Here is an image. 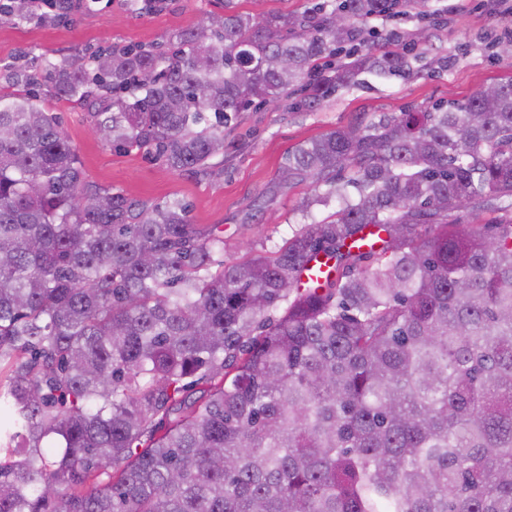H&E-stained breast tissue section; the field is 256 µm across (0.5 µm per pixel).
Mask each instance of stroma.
Instances as JSON below:
<instances>
[{
    "label": "stroma",
    "mask_w": 512,
    "mask_h": 512,
    "mask_svg": "<svg viewBox=\"0 0 512 512\" xmlns=\"http://www.w3.org/2000/svg\"><path fill=\"white\" fill-rule=\"evenodd\" d=\"M316 0H164L141 12L128 0H81L65 25L14 26L0 23V91L13 90L14 73L40 72L45 59H80L90 47H164L172 33L192 27L204 15L224 10L261 16L272 11L301 14ZM380 34L398 29L402 39L426 31L410 49L411 70L401 75L364 73L337 90L314 112H295L288 101L255 104L241 113L224 137V152L204 172H175L155 153L118 152L92 132L89 108L58 99L48 83L34 89L76 148L87 180L149 205L179 199L190 206L192 223L224 238L219 262L276 250L305 220L299 201L312 195L303 183L278 188L283 159L292 147L337 128L396 114L410 106L462 101L493 81L512 76V60L501 56L512 40V21L483 0H427L426 15L377 18Z\"/></svg>",
    "instance_id": "1"
}]
</instances>
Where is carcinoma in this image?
I'll return each instance as SVG.
<instances>
[{"mask_svg":"<svg viewBox=\"0 0 512 512\" xmlns=\"http://www.w3.org/2000/svg\"><path fill=\"white\" fill-rule=\"evenodd\" d=\"M35 2L0 15L71 21L73 0ZM419 2L211 14L167 50L98 47L14 75L24 89L0 94V512H512V77L293 147L281 180L327 187L298 209L334 198V219L216 270L224 237L178 199L89 184L25 90L42 79L92 106L112 148L201 172L257 101L313 111L362 70L408 69L398 49L357 54L354 22ZM461 208L500 216L483 230L457 223ZM189 377L206 384L190 404Z\"/></svg>","mask_w":512,"mask_h":512,"instance_id":"carcinoma-1","label":"carcinoma"}]
</instances>
